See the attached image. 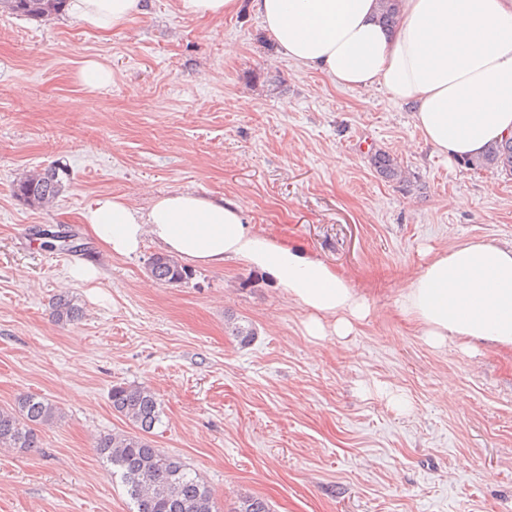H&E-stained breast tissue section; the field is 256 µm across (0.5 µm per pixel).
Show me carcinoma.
Returning a JSON list of instances; mask_svg holds the SVG:
<instances>
[{"label":"carcinoma","instance_id":"carcinoma-1","mask_svg":"<svg viewBox=\"0 0 512 512\" xmlns=\"http://www.w3.org/2000/svg\"><path fill=\"white\" fill-rule=\"evenodd\" d=\"M65 0H0V13L46 20L58 14ZM378 21L387 29L398 22L397 0H379ZM376 171L399 183L406 181L405 171L393 158L376 153L372 156ZM464 165L512 175V139L495 142L481 155ZM65 188L60 169L49 166L26 174L13 186V194L25 204L51 208ZM150 275L166 285L181 284L192 278V271L173 257L157 254L148 265ZM78 309L71 301L58 298L54 317L62 325L78 319ZM112 411L128 421L130 430L107 433L96 442L99 458L121 472L135 512H219L211 489L186 467L180 458L155 447L150 435L161 423V406L156 393L140 384H119L109 392ZM63 417L55 401L26 393L16 403L0 408V450H31L40 447L36 428L51 426ZM233 512H270L268 503L257 496L242 494Z\"/></svg>","mask_w":512,"mask_h":512}]
</instances>
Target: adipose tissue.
<instances>
[{"label": "adipose tissue", "mask_w": 512, "mask_h": 512, "mask_svg": "<svg viewBox=\"0 0 512 512\" xmlns=\"http://www.w3.org/2000/svg\"><path fill=\"white\" fill-rule=\"evenodd\" d=\"M250 5L288 59L338 85L385 88L412 109L425 142L449 160L512 136V0H399L400 23L376 21L377 0H176L210 20ZM144 0H68L71 22L102 35L125 27ZM82 221L111 256L145 243L194 265L238 261L268 274L308 313L306 336L344 339L370 313L366 297L323 260L271 241L245 207L176 190L146 208L95 198ZM399 314L435 347L484 341L512 350V246L467 242L429 257L399 288Z\"/></svg>", "instance_id": "obj_1"}]
</instances>
